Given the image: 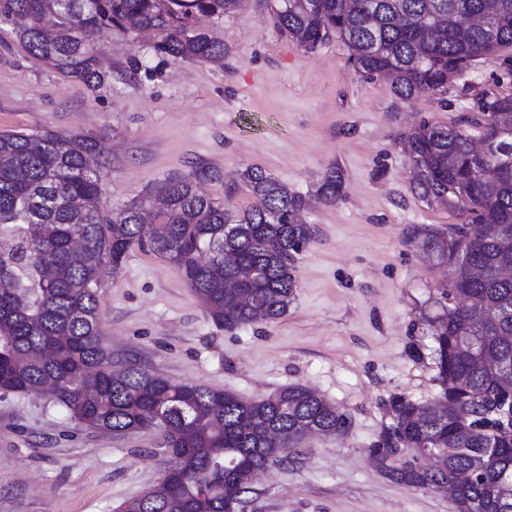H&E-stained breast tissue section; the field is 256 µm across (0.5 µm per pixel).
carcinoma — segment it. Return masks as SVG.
Wrapping results in <instances>:
<instances>
[{
	"instance_id": "1",
	"label": "carcinoma",
	"mask_w": 512,
	"mask_h": 512,
	"mask_svg": "<svg viewBox=\"0 0 512 512\" xmlns=\"http://www.w3.org/2000/svg\"><path fill=\"white\" fill-rule=\"evenodd\" d=\"M242 0H0V25L28 51L67 75L100 86L90 30H153L158 53L175 61L219 62L224 43L192 28L197 14L232 13ZM279 29L308 50L336 37L356 72L388 73L394 92H441L472 61L512 46V0H275ZM490 20L489 31L472 23ZM483 153L469 135L424 122L404 142L412 189L428 203L466 214L463 224L413 227L412 238L448 284L427 317L434 330L440 395L432 401L394 396L392 422L375 453L396 483L436 489L459 473L472 478L456 500L459 512H512V96L481 106ZM98 140L45 129L0 133V391L49 390L70 418L115 435L145 419L174 449L178 466L131 512H224V499L247 503L250 483L229 478L225 463L256 473L288 459L307 428L341 434L348 418L304 386L242 399L203 385L173 382L126 362L112 365L98 317L99 292L133 246L168 258L200 297L212 322L238 329L282 317L294 298L295 255L316 233L302 222L309 200L264 169L242 181L254 204L237 212L198 188L200 169L170 179L110 216L102 206L106 166ZM344 190L328 169L316 200L332 204ZM235 261L224 264V252ZM55 267L46 270L45 264ZM243 285L231 296L226 284ZM480 340L479 349L460 344ZM469 415L463 419V415ZM406 450L411 459L387 463ZM419 457L430 467L415 463Z\"/></svg>"
}]
</instances>
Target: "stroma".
<instances>
[{"label":"stroma","mask_w":512,"mask_h":512,"mask_svg":"<svg viewBox=\"0 0 512 512\" xmlns=\"http://www.w3.org/2000/svg\"><path fill=\"white\" fill-rule=\"evenodd\" d=\"M271 4L243 0L201 19L228 48L220 64L159 55L150 33L96 32L100 86L59 73L0 27V131L99 140L109 213L199 169L212 173L205 192L236 210L252 202L241 180L250 166L313 199L326 169L340 167L342 199H313L304 214L316 234L296 257L284 316L218 328L168 259L135 247L99 295L104 341L113 360L177 383L244 399L305 385L347 416L343 434L305 439L260 471L244 512H457L448 492L389 480L374 454L391 395L440 391L424 316L448 270L411 229L466 219L412 190L403 141L425 121L479 136L482 102L512 96V47L472 61L441 93L404 99L389 78L356 72L340 39L309 51L282 34ZM176 465L155 431L91 430L51 396L0 392V512H116Z\"/></svg>","instance_id":"1"}]
</instances>
